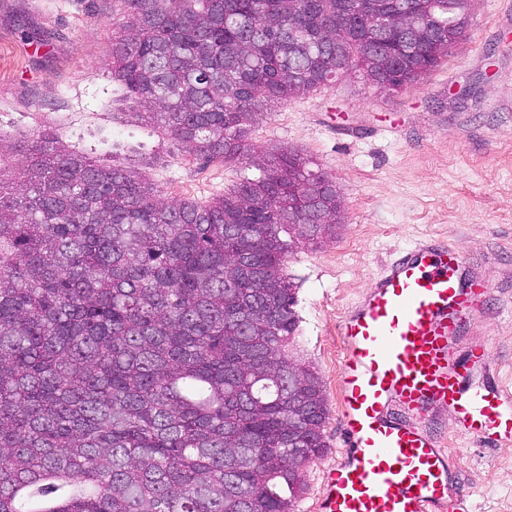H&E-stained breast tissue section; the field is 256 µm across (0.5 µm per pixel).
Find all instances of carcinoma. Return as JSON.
<instances>
[{"label":"carcinoma","instance_id":"obj_1","mask_svg":"<svg viewBox=\"0 0 512 512\" xmlns=\"http://www.w3.org/2000/svg\"><path fill=\"white\" fill-rule=\"evenodd\" d=\"M112 75L178 149L261 172L172 200L48 134L0 190V512H294L327 448L288 357V254L336 239V184L248 142L257 111L359 73L419 83L470 0H121Z\"/></svg>","mask_w":512,"mask_h":512}]
</instances>
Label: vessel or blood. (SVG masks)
Here are the masks:
<instances>
[{
    "instance_id": "obj_1",
    "label": "vessel or blood",
    "mask_w": 512,
    "mask_h": 512,
    "mask_svg": "<svg viewBox=\"0 0 512 512\" xmlns=\"http://www.w3.org/2000/svg\"><path fill=\"white\" fill-rule=\"evenodd\" d=\"M489 295L465 255L424 239L341 318V451L322 472L315 512H469L433 424L448 408L458 436L512 441V395L488 376L486 347L459 349Z\"/></svg>"
}]
</instances>
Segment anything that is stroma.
Here are the masks:
<instances>
[{"label":"stroma","instance_id":"35a3bbf8","mask_svg":"<svg viewBox=\"0 0 512 512\" xmlns=\"http://www.w3.org/2000/svg\"><path fill=\"white\" fill-rule=\"evenodd\" d=\"M112 0H0V180L28 139L49 130L66 149L131 171L177 199L233 193L247 159L204 162L131 115L112 77ZM249 143L314 160L343 195L336 240L290 254L298 328L286 351L318 373L338 407L340 317L397 251L433 237L461 251L491 293L460 342L485 345L512 391V0H472L458 48L417 86L379 93L359 77L264 109ZM444 448L471 491L472 512H512V442L484 447L441 410ZM329 417L321 459L305 470L295 512H310L319 472L335 458Z\"/></svg>","mask_w":512,"mask_h":512}]
</instances>
